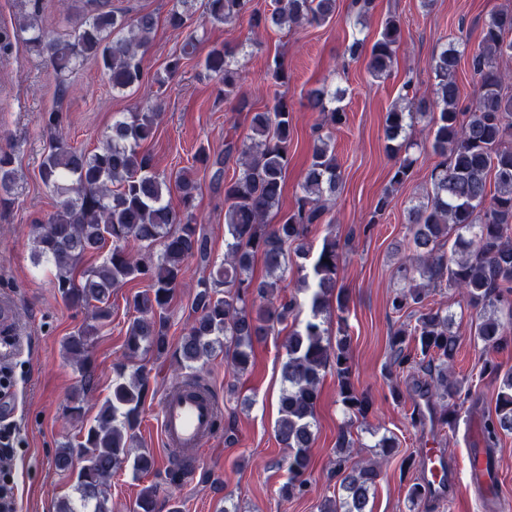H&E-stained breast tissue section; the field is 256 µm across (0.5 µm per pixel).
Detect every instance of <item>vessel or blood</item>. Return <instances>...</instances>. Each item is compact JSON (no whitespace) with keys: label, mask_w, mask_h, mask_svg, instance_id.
<instances>
[{"label":"vessel or blood","mask_w":512,"mask_h":512,"mask_svg":"<svg viewBox=\"0 0 512 512\" xmlns=\"http://www.w3.org/2000/svg\"><path fill=\"white\" fill-rule=\"evenodd\" d=\"M220 413L215 400L207 394L187 389L166 394L160 412L159 428L164 442L183 453L199 452L214 434V422ZM426 475L423 483L438 497L453 494L461 500L469 495V485L449 482L441 449L426 451Z\"/></svg>","instance_id":"b4317fda"}]
</instances>
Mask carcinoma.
<instances>
[{
  "label": "carcinoma",
  "instance_id": "cac0c4a2",
  "mask_svg": "<svg viewBox=\"0 0 512 512\" xmlns=\"http://www.w3.org/2000/svg\"><path fill=\"white\" fill-rule=\"evenodd\" d=\"M71 32L50 35L41 23L40 0H21L24 11L18 27H0V53H10L18 40L44 59L51 68L57 90L65 95L69 77L85 63L95 62L112 91L121 95L143 88L145 102L112 122L101 145L92 151L72 145L66 137V117L60 109L45 112L40 122L49 133L48 150L40 177L56 192V210L36 225L34 264L54 271V285L61 299L75 310L92 309L94 323L83 325L64 339L66 355L86 367L94 336L112 321V290L132 280L147 282V289L127 303L135 316L128 322L122 359L114 366L111 394L98 406L92 421L81 426L78 448L58 449L56 469L74 480L79 504L67 499L58 512H110L104 486L128 460L148 394L142 369L128 375V365L142 355L173 353L189 370L173 385L177 391L202 386L200 372L217 354H224L228 374L236 378L251 365L254 343L288 331L282 364L284 387L279 399L276 438L289 450L288 480L281 496L301 497L312 484L309 448L314 442L319 386L327 370L336 372L343 411L348 417L367 418L371 401L352 381L351 336L348 333L349 295L339 285V242L327 234L320 249L308 241L312 225L325 215L324 203L342 185L341 166L331 145V132L345 121L343 91L327 86L307 92L312 110L323 117L300 193L293 210L277 222L267 223L278 212L288 170V153L294 136L293 110L284 97L273 92V103L251 116L250 133L224 142V159L210 161L199 148L193 164L207 170L216 166L212 181L224 195V258L214 257L209 239L194 213L199 184L193 173L179 170L169 176L155 171L142 144L153 139L163 114V95L169 80L197 50L192 28L195 0H174L166 22L187 31L180 53L170 56L164 74L154 84L142 86L143 59L157 26L152 13L120 14L111 0H78ZM204 14L212 23L232 24L247 19L251 28H291L321 24L336 12V0H276L269 13L252 7V0H203ZM402 40V21L386 19L379 37L370 45L355 38L345 48L349 61L366 58L374 79L392 75ZM462 52L444 47L430 60L434 78L433 99L411 97L413 79H407L401 102L385 117V137L394 158L390 189L378 198L368 224H377L392 203L395 187L413 174L423 144L407 130L415 116L437 110L425 142L436 157L426 198L407 209L405 249L408 254L394 277L403 283L391 299L397 314L415 317L403 323L389 340L391 362L384 377L394 370L427 365V379L412 388L411 425L453 428L471 389L456 379L452 363L459 337L448 311L428 306V288L446 286L462 295L474 311L473 341L486 352L508 340L512 327V79L499 69V60L512 58V9H502L483 22L478 49L470 56V69L479 85L472 105L460 106L456 72ZM203 68L216 80L224 100L239 96L242 64L235 53L212 48ZM271 85L288 82L280 57L267 65ZM236 160L238 170L228 177L224 166ZM12 150H0V208L17 199V178ZM179 194L181 209L166 197ZM102 260L82 272L77 265L88 254ZM295 256L302 273L296 293L287 291L288 264ZM261 258L267 276L250 275L255 258ZM194 260L208 275L197 282L192 309L195 316L177 343L171 342L169 305L181 283L186 265ZM336 307V329L325 314ZM500 367L486 359L481 373L501 378L495 412L484 423L488 447L496 448L500 436L512 433V371L499 375ZM351 424L336 436V495L324 499L319 512H372L381 461L395 451L394 438L383 435L374 447L380 459L348 464V448H363ZM155 461L148 451L133 459L136 474L147 475ZM189 474L188 465L173 461L166 471L171 485ZM158 488H143L136 512H156Z\"/></svg>",
  "mask_w": 512,
  "mask_h": 512
}]
</instances>
